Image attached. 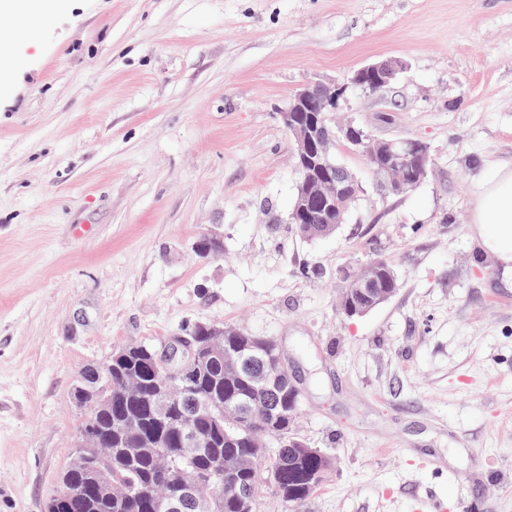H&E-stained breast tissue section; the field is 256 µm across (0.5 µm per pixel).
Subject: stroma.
<instances>
[{
  "instance_id": "stroma-1",
  "label": "stroma",
  "mask_w": 512,
  "mask_h": 512,
  "mask_svg": "<svg viewBox=\"0 0 512 512\" xmlns=\"http://www.w3.org/2000/svg\"><path fill=\"white\" fill-rule=\"evenodd\" d=\"M54 3L0 13V512L54 493L84 366L196 323L293 367L297 432L335 460L297 512H459L466 493L512 512V274L471 224L474 174L512 160V0ZM393 57L382 92L350 86ZM317 82L346 85L339 121L424 140L433 165L385 196L337 145L364 194L307 240L280 113ZM210 231L220 255L196 256ZM377 255L398 291L342 317L343 277ZM404 69L403 62L399 59H386L372 62L359 68L352 79L353 83L364 87L366 77L377 79L378 85L387 86Z\"/></svg>"
}]
</instances>
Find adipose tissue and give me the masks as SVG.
I'll use <instances>...</instances> for the list:
<instances>
[{"mask_svg": "<svg viewBox=\"0 0 512 512\" xmlns=\"http://www.w3.org/2000/svg\"><path fill=\"white\" fill-rule=\"evenodd\" d=\"M472 221L485 247L512 269V163H495L475 175Z\"/></svg>", "mask_w": 512, "mask_h": 512, "instance_id": "obj_1", "label": "adipose tissue"}]
</instances>
